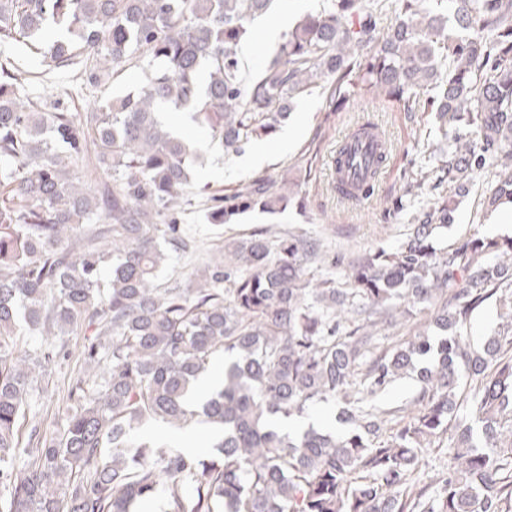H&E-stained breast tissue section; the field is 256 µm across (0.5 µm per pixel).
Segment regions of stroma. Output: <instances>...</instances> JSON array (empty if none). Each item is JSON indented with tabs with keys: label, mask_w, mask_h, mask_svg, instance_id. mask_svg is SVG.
Returning a JSON list of instances; mask_svg holds the SVG:
<instances>
[{
	"label": "stroma",
	"mask_w": 512,
	"mask_h": 512,
	"mask_svg": "<svg viewBox=\"0 0 512 512\" xmlns=\"http://www.w3.org/2000/svg\"><path fill=\"white\" fill-rule=\"evenodd\" d=\"M9 61L20 76L19 92L23 99L57 103L71 112H88L101 102L139 85L147 60L132 62L117 77H104L92 84L85 74L84 58H76L65 68H51L33 59L12 44H0V61ZM330 85L321 83L311 95L298 102L288 123L278 137L263 140L267 158L257 167H248L242 157H225L221 151H210L207 163L197 168L193 188L205 189L219 197L234 195L257 177L269 178L274 185H288L291 201L287 209L271 216L254 210L239 223L216 229L200 223L194 212L182 216V224L197 243L190 255L173 256L160 274L161 283L187 281L190 274L204 265L209 256L221 247L225 238L248 234L267 224H276L278 231L299 232L320 239L330 255L348 258L379 249L395 248L404 238L413 214L426 206L427 196L404 195L403 175L410 163L428 164L435 143L425 134L432 125L428 112L404 111L401 103L389 101L371 93H355L337 110L329 108ZM372 121L381 126L391 143L392 161L371 195L358 203H348L337 197L332 184L329 158L339 136L356 124ZM288 138L287 149H279V138ZM499 168H491L477 181L468 197L458 206L449 240L480 232L484 236H512V223L499 230L488 224L491 210L485 196L488 186L498 177ZM402 198L405 209L392 223L380 221L383 208L394 198ZM72 353L55 365L49 383L36 390L34 398L39 410L38 420L43 430L62 428L69 413L67 387L83 369L75 351L81 344L78 336H67ZM153 434L165 441L181 444L195 440L199 444L197 457L209 458L215 453L206 425L197 424L184 430H171L163 425L148 423L137 430L134 441Z\"/></svg>",
	"instance_id": "stroma-1"
}]
</instances>
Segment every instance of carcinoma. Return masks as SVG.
Segmentation results:
<instances>
[{
    "instance_id": "carcinoma-1",
    "label": "carcinoma",
    "mask_w": 512,
    "mask_h": 512,
    "mask_svg": "<svg viewBox=\"0 0 512 512\" xmlns=\"http://www.w3.org/2000/svg\"><path fill=\"white\" fill-rule=\"evenodd\" d=\"M274 2L0 0V42L57 68L91 56L90 82L149 59L137 88L93 112L20 101L0 63V512H131L157 497L164 512H512V293L482 346L462 333L512 288V237L441 244L471 181L512 161V0H399L384 33L374 5L333 0L247 79L238 46ZM323 78L332 112L358 90L407 112L431 105L443 148L406 185L437 192L432 206L396 248L357 256L337 278L311 271L320 241L262 228L225 240L186 284L161 286L170 252L193 249L180 214L207 150L162 110L239 154ZM88 156L112 182H82ZM489 199L512 203L511 172ZM288 201L259 177L203 204V221L221 228ZM413 309L430 312L426 329L381 345V327ZM75 330L93 374L70 382L62 429L25 435L35 379L66 354L54 337ZM218 355L232 361L198 408L194 382ZM413 373L415 409L375 402ZM336 397L345 433L271 425ZM200 416L219 429L216 460L132 442L147 420L182 430ZM445 434L441 473L422 486L420 463Z\"/></svg>"
}]
</instances>
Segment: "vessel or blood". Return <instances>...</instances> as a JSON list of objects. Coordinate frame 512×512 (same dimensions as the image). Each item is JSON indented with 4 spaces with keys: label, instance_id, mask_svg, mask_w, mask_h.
Listing matches in <instances>:
<instances>
[{
    "label": "vessel or blood",
    "instance_id": "1",
    "mask_svg": "<svg viewBox=\"0 0 512 512\" xmlns=\"http://www.w3.org/2000/svg\"><path fill=\"white\" fill-rule=\"evenodd\" d=\"M339 145L349 150L354 164L350 167L333 165L332 179L340 198L356 202L360 199L357 188L361 181L373 182L380 175L379 170L368 167V159L374 155L388 157L390 143L382 129L374 125L359 133L353 131L345 134Z\"/></svg>",
    "mask_w": 512,
    "mask_h": 512
}]
</instances>
